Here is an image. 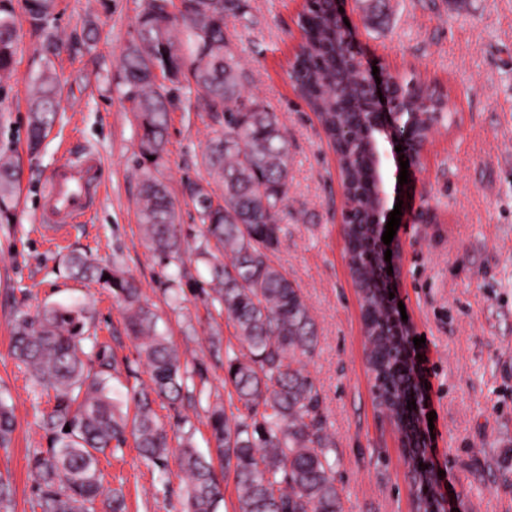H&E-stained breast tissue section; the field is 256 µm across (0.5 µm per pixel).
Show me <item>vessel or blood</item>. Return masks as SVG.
<instances>
[{
	"mask_svg": "<svg viewBox=\"0 0 512 512\" xmlns=\"http://www.w3.org/2000/svg\"><path fill=\"white\" fill-rule=\"evenodd\" d=\"M100 166L99 157L86 152L55 168L42 190L41 223L74 224L96 209L100 196Z\"/></svg>",
	"mask_w": 512,
	"mask_h": 512,
	"instance_id": "1",
	"label": "vessel or blood"
}]
</instances>
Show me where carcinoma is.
Returning <instances> with one entry per match:
<instances>
[{
  "instance_id": "cac0c4a2",
  "label": "carcinoma",
  "mask_w": 512,
  "mask_h": 512,
  "mask_svg": "<svg viewBox=\"0 0 512 512\" xmlns=\"http://www.w3.org/2000/svg\"><path fill=\"white\" fill-rule=\"evenodd\" d=\"M368 25L386 20L389 0H358ZM43 55L59 53L50 24L54 0H24ZM241 18V0H144L136 36L119 58L125 94L134 103L139 127L142 173L138 220L146 242L165 265L183 263L188 243L176 202L152 168L166 153L171 92L196 93L195 102L215 127L201 156L207 178L188 180L183 194L195 205L203 241L196 255L206 261L210 279L201 288L232 323L238 347L225 350L227 402L244 412L227 415L215 404L205 410L208 444L217 459H206L192 437L178 442L177 477L185 489L186 512H217L224 479L233 476L236 512H341L336 459L331 453L323 396L306 369L320 342L306 299L274 253L282 225L292 167L288 137L277 113L244 93L249 76L237 47L224 35V19ZM298 25L304 42L291 64L294 89L314 112L332 146L341 182L357 185L360 223L345 228L350 276L361 304L366 335L367 372L377 405L400 431L417 512H435L437 480L419 469L421 437L418 386L406 356V337L398 332L379 287L378 259L371 225L378 207V168L370 100L359 81L354 58L344 48L327 0H306ZM20 39L12 0H0V75L15 71ZM398 107L412 121L419 140L449 122L448 96L399 74H388ZM60 86L44 71L33 80L28 146L37 150L51 127ZM21 178L19 158L0 154V222L15 218L14 199ZM221 185L223 204L215 207L202 186ZM72 274L103 285L122 306L127 336L137 342L148 384L128 386L110 347L91 330L79 303H52L17 316L12 352L24 367L34 395H52L39 427L49 439L32 449L28 478L31 508L41 512H127L123 495H107L99 455L123 450L133 440L141 457L160 473L169 472L171 441L154 405L168 404L186 424L185 405L201 401L205 368L181 361L132 277L107 270L86 255L67 260ZM109 279H104V276ZM70 430H65V427ZM13 406L0 397V447L11 444ZM15 489L0 477V512H10Z\"/></svg>"
}]
</instances>
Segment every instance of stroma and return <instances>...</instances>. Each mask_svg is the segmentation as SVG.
<instances>
[{
  "label": "stroma",
  "instance_id": "obj_1",
  "mask_svg": "<svg viewBox=\"0 0 512 512\" xmlns=\"http://www.w3.org/2000/svg\"><path fill=\"white\" fill-rule=\"evenodd\" d=\"M144 0H56L52 23L63 48L51 62L38 51L23 0H14L20 51L14 77L0 83V152H16L23 168L15 219L0 223V393L15 409L0 477L16 488L13 512H31L29 449L46 446L33 395L11 352L17 309L47 303L88 306L97 333L138 381L148 375L125 333L111 293L72 279L71 253H90L141 286L158 328L183 360L203 364L208 387L224 394V360L210 341L232 342L234 329L195 291L207 266L187 259L179 304L166 288L171 269L147 247L137 217L140 168L137 120L123 95L118 56L136 35ZM245 21L224 33L238 47L247 93L276 112L293 156L287 228L274 255L301 288L320 334L307 369L324 397V412L341 489L342 512H411L414 490L399 436L377 406L365 364L357 294L344 257L343 197L336 155L313 112L296 94L289 63L301 41L304 0H242ZM360 50L379 71L399 72L440 88L455 112L409 167L407 184L388 178L389 205L401 224L391 256L397 298L411 336L423 339L424 412L433 414L426 453L441 476L451 512H512V0H391L385 29L365 28L350 14ZM51 67L60 106L36 153H28L29 83ZM212 136L207 112L175 94L167 152L158 176L176 198L189 246L201 237L187 180L203 178L201 155ZM91 151L102 164L104 194L83 223L39 224L41 190L64 154ZM105 488L122 489L128 512H184L178 478L158 481L127 445L101 458Z\"/></svg>",
  "mask_w": 512,
  "mask_h": 512
}]
</instances>
